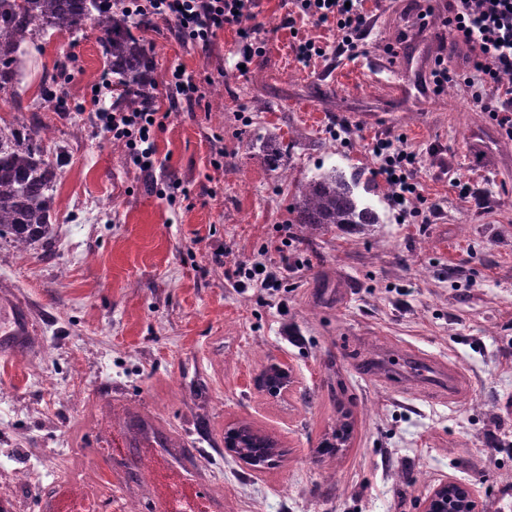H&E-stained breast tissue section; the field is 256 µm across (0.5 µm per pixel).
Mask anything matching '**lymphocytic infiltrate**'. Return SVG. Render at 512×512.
Here are the masks:
<instances>
[{
  "mask_svg": "<svg viewBox=\"0 0 512 512\" xmlns=\"http://www.w3.org/2000/svg\"><path fill=\"white\" fill-rule=\"evenodd\" d=\"M293 4L298 17L334 27L336 49L347 56H355L359 41L369 32L366 0H293ZM255 6V0H122L129 16L163 22L182 43L205 47L218 30L235 28L240 54L246 60L261 51L255 38ZM444 25L450 46H465L469 52L453 66L447 56H436L431 70L435 89L479 80L483 91L473 95V106L501 113L505 132L512 135V0H448ZM88 118L110 140L123 144L142 172L152 173L157 163L153 133L167 120V113L119 111L100 105ZM369 154L374 177L392 186L396 202L419 196L420 166L415 152L376 137Z\"/></svg>",
  "mask_w": 512,
  "mask_h": 512,
  "instance_id": "obj_1",
  "label": "lymphocytic infiltrate"
}]
</instances>
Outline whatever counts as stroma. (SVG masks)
<instances>
[{"instance_id":"stroma-1","label":"stroma","mask_w":512,"mask_h":512,"mask_svg":"<svg viewBox=\"0 0 512 512\" xmlns=\"http://www.w3.org/2000/svg\"><path fill=\"white\" fill-rule=\"evenodd\" d=\"M368 8L350 61L332 28L256 0L264 49L244 76L235 29L203 49L143 24L156 76L182 67L198 87L156 99L169 118L149 174L72 116L106 67L98 31L27 45L0 117L46 127L59 177L49 244L0 241V280L35 323L28 349L0 350V480L40 476L0 496L5 512H41L44 485L69 482L115 507L135 493L139 512L203 488L198 512L216 496L221 512H419L450 479L480 512H512V137L470 86L431 90L448 0ZM296 31L325 49L316 66L294 61ZM403 35L396 69L373 73ZM272 132L295 142L284 176L259 150ZM376 136L418 154L421 197L396 205L373 178ZM333 167L360 173L380 224L284 235L293 181ZM284 259L272 288L231 275ZM281 360L288 389L258 390ZM242 425L276 442L278 465L225 448Z\"/></svg>"}]
</instances>
